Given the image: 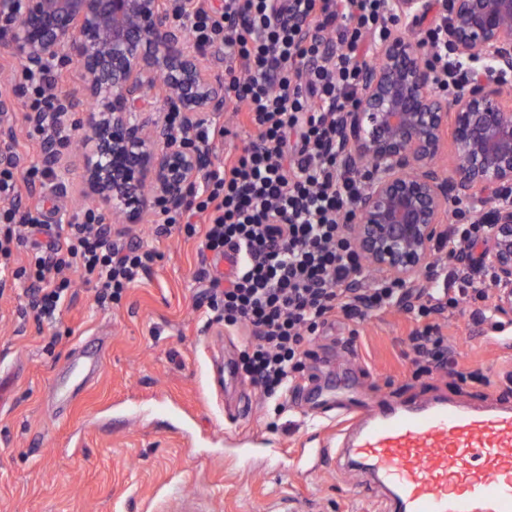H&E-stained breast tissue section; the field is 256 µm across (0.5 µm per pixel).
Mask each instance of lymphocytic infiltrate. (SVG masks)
Segmentation results:
<instances>
[{
    "instance_id": "f902f5d3",
    "label": "lymphocytic infiltrate",
    "mask_w": 512,
    "mask_h": 512,
    "mask_svg": "<svg viewBox=\"0 0 512 512\" xmlns=\"http://www.w3.org/2000/svg\"><path fill=\"white\" fill-rule=\"evenodd\" d=\"M388 30L385 0H224L221 12L199 10L189 26L200 46L223 47L226 94L250 134L190 188L183 210L165 213L157 232H184L216 257L239 255L228 281L205 269L198 279L206 284L210 321L246 335L240 370L280 415L312 355L311 335L335 315L358 321L402 307L417 322L408 336L413 361L442 365L448 344L439 317L488 296L466 271L460 288L441 287L442 257L419 288L383 277L367 288L352 285L361 261L344 219L361 177L337 165L336 114L360 90L363 36L377 41ZM55 81L50 67L25 73L16 92L30 111L48 112ZM45 177L36 165L21 175L0 167V272L30 246L27 266L12 270L30 282L28 311L38 322L60 309L68 270L94 285L96 302L120 303L156 251L90 210L47 244H28L19 229L41 228L40 211H20L18 203Z\"/></svg>"
}]
</instances>
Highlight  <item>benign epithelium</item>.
<instances>
[{
    "label": "benign epithelium",
    "instance_id": "benign-epithelium-1",
    "mask_svg": "<svg viewBox=\"0 0 512 512\" xmlns=\"http://www.w3.org/2000/svg\"><path fill=\"white\" fill-rule=\"evenodd\" d=\"M198 0H0L13 57L38 73L53 60L81 72L91 112L75 132L84 144L85 199L105 223L150 224L179 211L213 164L187 135L223 115L224 52L186 35ZM396 21L372 45L361 91L338 113V162L364 174L345 232L367 268L416 288L447 246L451 211L489 206L478 255L454 254L493 279V308L512 323V0H387ZM442 23L448 71L466 76L447 93L423 61L421 26ZM73 100L31 120L60 134ZM15 98L0 91V166L24 167L14 152ZM178 115V124L170 114ZM451 151V161L439 160Z\"/></svg>",
    "mask_w": 512,
    "mask_h": 512
}]
</instances>
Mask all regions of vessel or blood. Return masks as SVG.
Returning a JSON list of instances; mask_svg holds the SVG:
<instances>
[{
  "instance_id": "b4317fda",
  "label": "vessel or blood",
  "mask_w": 512,
  "mask_h": 512,
  "mask_svg": "<svg viewBox=\"0 0 512 512\" xmlns=\"http://www.w3.org/2000/svg\"><path fill=\"white\" fill-rule=\"evenodd\" d=\"M75 367L91 380L100 351L77 348ZM307 414L329 442L318 458L364 469L394 512H512V406L372 407L334 392Z\"/></svg>"
}]
</instances>
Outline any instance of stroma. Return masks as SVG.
<instances>
[{
    "mask_svg": "<svg viewBox=\"0 0 512 512\" xmlns=\"http://www.w3.org/2000/svg\"><path fill=\"white\" fill-rule=\"evenodd\" d=\"M69 173L33 187L22 207L52 224L81 222L76 138L59 146ZM133 233L159 257L117 306L98 305L74 279L53 322L23 316L24 281L0 278V512H168L175 490L202 495L206 512H383L362 471L324 460L313 475L289 453L321 442L293 402L276 415L252 383L209 387L246 341L208 322L199 242ZM471 303L441 318L448 361L418 372L408 355L410 314L392 307L355 323L343 318L309 344L303 379L348 388L369 403L446 398L474 407L512 402V355L486 343L488 323ZM81 341L105 348L104 369L66 409L46 384Z\"/></svg>",
    "mask_w": 512,
    "mask_h": 512,
    "instance_id": "stroma-1",
    "label": "stroma"
}]
</instances>
